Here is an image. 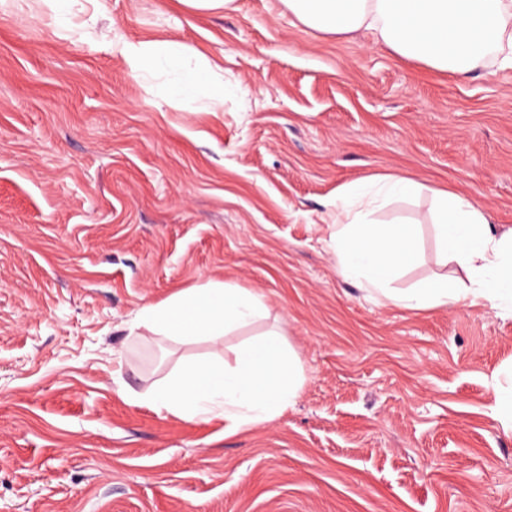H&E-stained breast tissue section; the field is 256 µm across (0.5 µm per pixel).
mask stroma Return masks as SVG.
<instances>
[{
	"label": "stroma",
	"instance_id": "obj_1",
	"mask_svg": "<svg viewBox=\"0 0 512 512\" xmlns=\"http://www.w3.org/2000/svg\"><path fill=\"white\" fill-rule=\"evenodd\" d=\"M0 0V512H512V315L371 296L328 246L337 192L401 173L376 209L441 266L432 189L512 228V69L465 76L328 36L281 0ZM177 41L218 65L224 109L173 99L103 39ZM210 281L267 316L221 345L174 343L140 308ZM278 331L305 381L274 421L225 434L144 402L185 362L237 363Z\"/></svg>",
	"mask_w": 512,
	"mask_h": 512
}]
</instances>
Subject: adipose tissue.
<instances>
[{
  "instance_id": "ef3b65f1",
  "label": "adipose tissue",
  "mask_w": 512,
  "mask_h": 512,
  "mask_svg": "<svg viewBox=\"0 0 512 512\" xmlns=\"http://www.w3.org/2000/svg\"><path fill=\"white\" fill-rule=\"evenodd\" d=\"M303 26L327 34L364 29L391 52L438 70L465 75L488 58L512 69V0H412L411 11L396 0H281ZM119 52L131 72L141 74L167 65L179 78L170 97L207 90L213 111L224 106V87L212 79L204 57L176 41H125ZM410 177L389 174L374 182L358 181L336 198L332 235L336 265L348 277L363 279L373 294L406 309L445 308L484 302L512 313V230L492 235L489 214L451 191L436 192L434 229L443 261L456 263L467 282L438 277L396 291L392 281L419 259L416 227L371 220L377 203L413 194ZM261 294L224 283H207L174 293L164 302L143 306L138 320L151 333L171 341L204 337L219 342L227 331L264 316ZM304 381L297 356L278 331L246 343L239 364L185 365L169 381L155 386L146 401L157 410L207 419L223 417L231 428L273 420L295 400Z\"/></svg>"
}]
</instances>
